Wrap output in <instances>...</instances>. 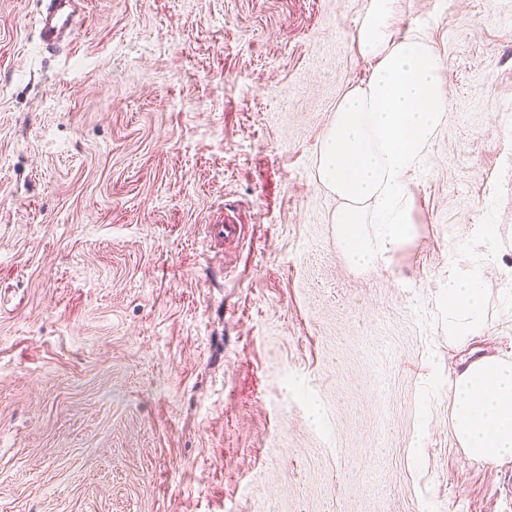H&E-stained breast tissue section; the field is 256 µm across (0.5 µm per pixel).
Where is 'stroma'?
<instances>
[{"mask_svg": "<svg viewBox=\"0 0 512 512\" xmlns=\"http://www.w3.org/2000/svg\"><path fill=\"white\" fill-rule=\"evenodd\" d=\"M368 6L87 0L52 49L0 0V512H512L440 307L497 225L475 345L512 352V0H402L450 112L361 270L317 170Z\"/></svg>", "mask_w": 512, "mask_h": 512, "instance_id": "stroma-1", "label": "stroma"}]
</instances>
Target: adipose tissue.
Masks as SVG:
<instances>
[{
	"label": "adipose tissue",
	"instance_id": "ef3b65f1",
	"mask_svg": "<svg viewBox=\"0 0 512 512\" xmlns=\"http://www.w3.org/2000/svg\"><path fill=\"white\" fill-rule=\"evenodd\" d=\"M400 0H371L357 28L368 77L349 88L323 135L318 178L341 201L334 216L348 261L362 269L389 264L413 234V179L448 121L445 66L427 35H394ZM485 265L452 266L442 298L448 341L466 346L484 333ZM454 436L476 462L512 461V357L482 355L448 384Z\"/></svg>",
	"mask_w": 512,
	"mask_h": 512
}]
</instances>
